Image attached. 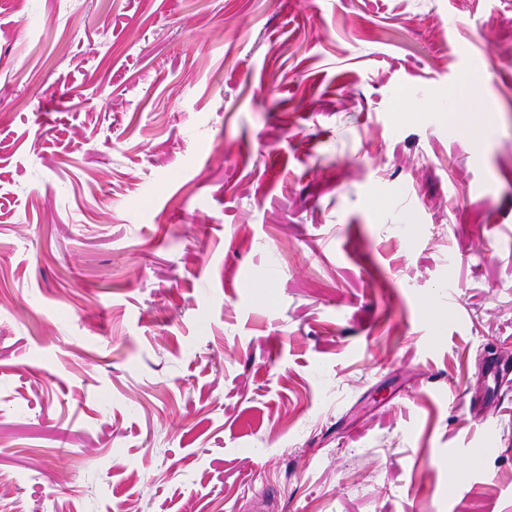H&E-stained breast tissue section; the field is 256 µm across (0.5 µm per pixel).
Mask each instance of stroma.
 <instances>
[{
    "label": "stroma",
    "mask_w": 512,
    "mask_h": 512,
    "mask_svg": "<svg viewBox=\"0 0 512 512\" xmlns=\"http://www.w3.org/2000/svg\"><path fill=\"white\" fill-rule=\"evenodd\" d=\"M495 357L512 0H0V512H512Z\"/></svg>",
    "instance_id": "1"
}]
</instances>
